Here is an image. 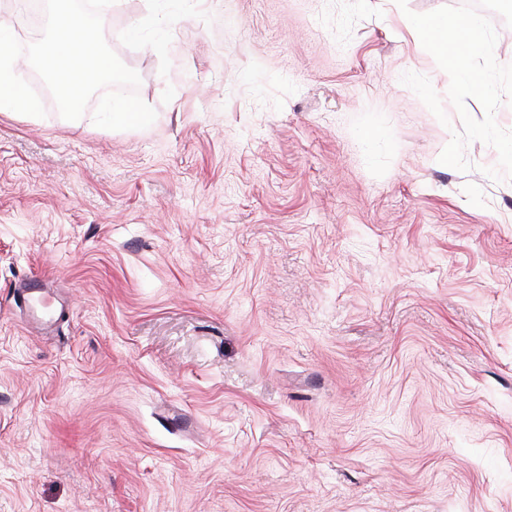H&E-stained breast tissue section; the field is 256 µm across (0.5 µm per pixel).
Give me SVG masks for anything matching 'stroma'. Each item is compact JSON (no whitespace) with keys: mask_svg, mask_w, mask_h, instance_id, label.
Wrapping results in <instances>:
<instances>
[{"mask_svg":"<svg viewBox=\"0 0 512 512\" xmlns=\"http://www.w3.org/2000/svg\"><path fill=\"white\" fill-rule=\"evenodd\" d=\"M458 4L114 0L151 126L0 112V512H512V178L400 81Z\"/></svg>","mask_w":512,"mask_h":512,"instance_id":"stroma-1","label":"stroma"}]
</instances>
